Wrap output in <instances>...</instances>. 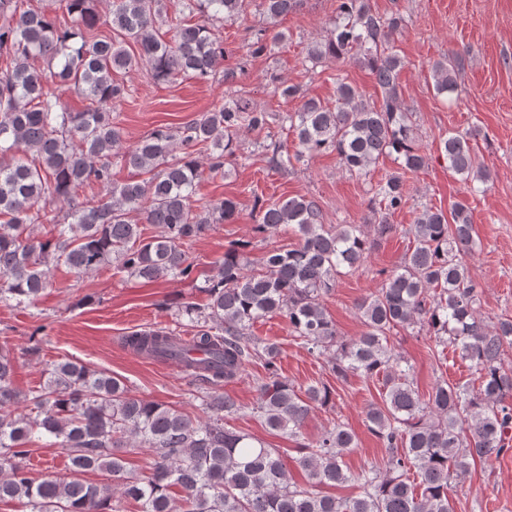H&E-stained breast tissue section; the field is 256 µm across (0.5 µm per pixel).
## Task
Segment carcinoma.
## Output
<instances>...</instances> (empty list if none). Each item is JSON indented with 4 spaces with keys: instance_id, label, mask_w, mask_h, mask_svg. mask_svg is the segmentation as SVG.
<instances>
[{
    "instance_id": "carcinoma-1",
    "label": "carcinoma",
    "mask_w": 512,
    "mask_h": 512,
    "mask_svg": "<svg viewBox=\"0 0 512 512\" xmlns=\"http://www.w3.org/2000/svg\"><path fill=\"white\" fill-rule=\"evenodd\" d=\"M203 23L175 26L167 40L158 28L168 22L167 0H112L100 20L94 0H59L70 17L60 27L50 13L29 0H0V300L28 305L53 287L51 268L60 265L86 273L117 263L130 277L198 279L184 245L210 225L230 222L238 202L195 198L203 175L225 176L237 160L242 136L265 134L268 164L286 171L292 160L336 153L348 170L367 176L383 157H394L400 171L372 186L377 223L322 224L318 203L305 195L269 202L255 197V231H289L297 243L267 252L262 268H248L239 243L215 262L201 292L207 301L187 303L178 315L197 327L196 351L204 358L196 380L210 393L203 400L207 420L155 401L128 394L124 383L106 371L73 362L47 369L45 383L25 396L13 387L16 357L0 347V502L16 501L24 512H117L116 497L139 503L140 512H454L452 483L476 461L498 458L512 449V369L503 366L512 346V319L489 324L481 313L480 285L466 258L477 246L470 210L457 202L446 212L420 204L414 223L403 233L414 248L375 292L356 303L364 331L355 338L336 332L321 299L337 281L361 268L379 239L397 232L390 218L410 201L407 173L428 165L412 113L399 93L405 60L391 41L404 23L400 15L382 16L369 0H336V16L323 39L308 48V58L366 65L380 91L379 102L343 78L336 82L330 107L305 95L300 86L275 80L274 92L300 101L280 117L297 143L294 153L269 131V114L230 98L174 132L157 128L125 147L112 122V105L125 96L115 73L145 71L155 82L211 77L224 70L232 87L236 73L224 67V46L212 23L237 19L245 0H182ZM300 0H262L270 22L294 10ZM112 36L93 35L99 22ZM288 40L278 31L247 40L250 56H260ZM137 45V53L126 44ZM43 60L46 66L35 64ZM462 57L455 53L431 65L436 94L457 89ZM63 85L87 101L81 111L65 107L52 91ZM481 131H450L440 141L448 170L470 191L490 172L476 164L472 141ZM210 146L207 161L193 147ZM140 171L159 169L148 181L112 179V157ZM97 184L103 199L96 206L78 200L79 191ZM67 207L68 221L47 219ZM161 233L143 237L131 214ZM279 316L309 354L326 360L338 381L351 375L383 377L381 404L366 411L368 430L387 456L355 473L345 457L359 447L356 433L338 422L312 442L298 446L294 458L306 486L291 481L283 452L224 426L240 407L220 392L252 358L264 360L266 378L258 386L253 411L267 427L291 439L311 411L332 400L325 384L295 387L280 374L276 346L247 335L259 319ZM417 326L435 342L454 347L476 380L435 382L427 396L415 386L413 367L388 342L396 328ZM162 329L135 332L126 342L158 360L178 357ZM26 403L27 413L14 407ZM46 441L64 450L75 472L100 471L121 483L91 484L47 477L34 480L28 470L32 445ZM148 448L150 472L125 478V454ZM352 484L356 493L336 498L326 486ZM180 488L177 499L172 488Z\"/></svg>"
}]
</instances>
